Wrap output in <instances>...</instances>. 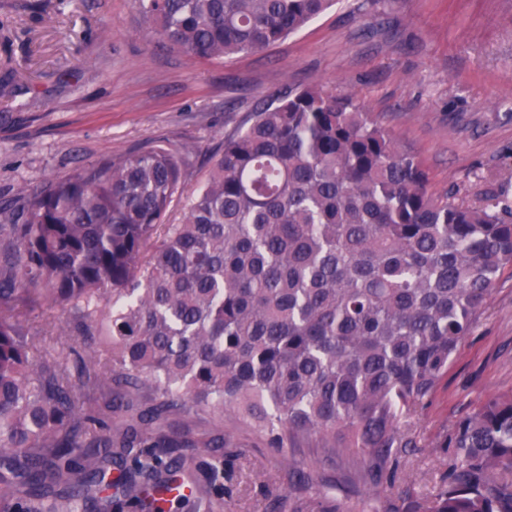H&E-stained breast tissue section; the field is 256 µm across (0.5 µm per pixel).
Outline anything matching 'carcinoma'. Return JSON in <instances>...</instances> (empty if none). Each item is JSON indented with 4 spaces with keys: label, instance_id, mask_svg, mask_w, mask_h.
Segmentation results:
<instances>
[{
    "label": "carcinoma",
    "instance_id": "1",
    "mask_svg": "<svg viewBox=\"0 0 512 512\" xmlns=\"http://www.w3.org/2000/svg\"><path fill=\"white\" fill-rule=\"evenodd\" d=\"M336 2L135 7L163 45L224 59ZM182 192L159 146L23 187L22 223L0 224V512H221L229 439L191 425L226 409L308 492L292 512H331L294 451L319 450L351 488L393 481L418 447L405 418L512 265V201L430 191L414 153L324 86L268 96L165 223ZM44 301L65 324L31 321ZM441 443L455 460L425 504L370 512H512V394Z\"/></svg>",
    "mask_w": 512,
    "mask_h": 512
}]
</instances>
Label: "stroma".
Listing matches in <instances>:
<instances>
[{
  "mask_svg": "<svg viewBox=\"0 0 512 512\" xmlns=\"http://www.w3.org/2000/svg\"><path fill=\"white\" fill-rule=\"evenodd\" d=\"M110 29L101 41V29ZM0 224L17 221L20 187L158 146L179 154L186 192L205 181L224 138L267 97L322 85L355 95L430 174L429 188L477 201L512 196V0H338L272 47L192 59L162 46L133 0H0ZM512 394V267H505L472 334L411 423L419 446L395 483L348 495L315 449L297 456L331 507L366 512L374 495L423 500L454 456L439 447L464 413ZM234 433L224 451L229 512H276L295 480L274 449L225 420L192 434Z\"/></svg>",
  "mask_w": 512,
  "mask_h": 512,
  "instance_id": "35a3bbf8",
  "label": "stroma"
}]
</instances>
